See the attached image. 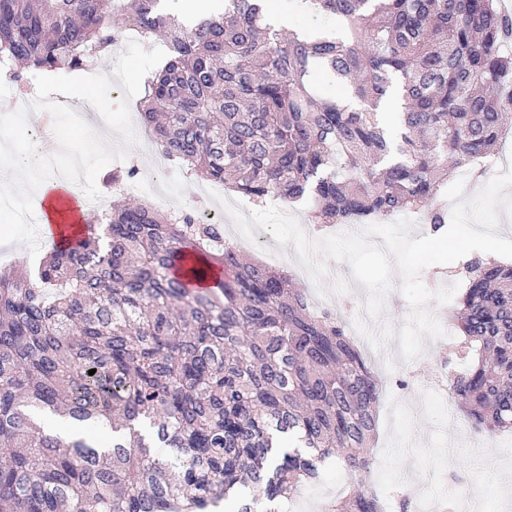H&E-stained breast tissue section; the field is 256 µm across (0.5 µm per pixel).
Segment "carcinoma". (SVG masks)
<instances>
[{
    "label": "carcinoma",
    "instance_id": "cac0c4a2",
    "mask_svg": "<svg viewBox=\"0 0 512 512\" xmlns=\"http://www.w3.org/2000/svg\"><path fill=\"white\" fill-rule=\"evenodd\" d=\"M114 2L0 0V63L20 82L83 67L124 28L165 32L140 103L162 153L255 203L309 199L316 224L415 212L441 228L448 169L481 173L512 126V19L496 0L297 3L345 20L344 42L285 35L259 0L196 23L162 0ZM318 72L357 107L321 96ZM394 93L399 141L378 112ZM104 220L34 274L0 270V512H202L242 487L254 495L235 512H255L328 459L367 471L382 384L336 312L211 248L218 225L192 209L114 204ZM451 316L466 367L448 370L450 397L474 432L512 433V264L467 263ZM33 409L101 435L48 432ZM328 512L382 505L359 481Z\"/></svg>",
    "mask_w": 512,
    "mask_h": 512
}]
</instances>
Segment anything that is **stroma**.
<instances>
[{"instance_id":"1","label":"stroma","mask_w":512,"mask_h":512,"mask_svg":"<svg viewBox=\"0 0 512 512\" xmlns=\"http://www.w3.org/2000/svg\"><path fill=\"white\" fill-rule=\"evenodd\" d=\"M136 141L128 146L126 162L136 165L137 176L151 178L164 168L163 198L167 203L205 212L213 205L209 194L200 192L196 179L185 174L174 162L158 165L145 161L144 146L149 133L140 119V102L130 103ZM459 333L437 339H425L423 353L413 361H403L398 340H390L375 350L365 335H357L358 346L382 380L383 394L378 408V432L368 455L371 465L363 476L365 485L380 497L385 512H402L401 501H408L416 512L422 495L436 499L451 512H512V500L496 497L501 478L512 475V458L500 456L506 445L503 437L486 440L481 457H473L467 441L469 424L455 429L447 424L446 410L437 404L429 385L433 369L442 351H453ZM350 474L336 463L324 467L319 480L305 485L296 497L272 504L271 512H325V505L352 488ZM482 493L473 507H465L462 494L468 488Z\"/></svg>"}]
</instances>
